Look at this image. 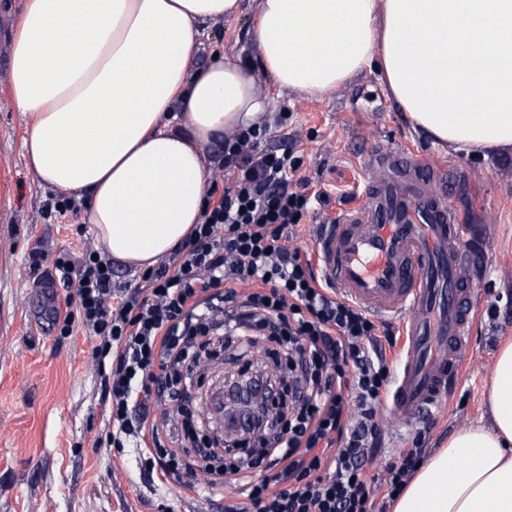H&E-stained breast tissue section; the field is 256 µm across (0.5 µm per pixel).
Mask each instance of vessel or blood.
I'll use <instances>...</instances> for the list:
<instances>
[{"mask_svg": "<svg viewBox=\"0 0 512 512\" xmlns=\"http://www.w3.org/2000/svg\"><path fill=\"white\" fill-rule=\"evenodd\" d=\"M449 176L408 146H370L357 201L315 235L326 285L373 316L402 323L404 350L384 407L401 428L421 421L449 382L461 381L489 286V236L474 235L449 202Z\"/></svg>", "mask_w": 512, "mask_h": 512, "instance_id": "1", "label": "vessel or blood"}]
</instances>
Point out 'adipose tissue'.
Instances as JSON below:
<instances>
[{"instance_id":"adipose-tissue-1","label":"adipose tissue","mask_w":512,"mask_h":512,"mask_svg":"<svg viewBox=\"0 0 512 512\" xmlns=\"http://www.w3.org/2000/svg\"><path fill=\"white\" fill-rule=\"evenodd\" d=\"M240 10V0H28L12 47L28 165L86 200L115 260L150 266L198 222L206 174L194 147L267 111L257 66L318 97L373 66L423 136L476 158L512 146V0H263L253 60L196 66L200 23ZM480 96L493 111L470 108ZM488 402L491 428L450 438L394 512H512V342L496 355ZM458 458L468 467L449 475Z\"/></svg>"}]
</instances>
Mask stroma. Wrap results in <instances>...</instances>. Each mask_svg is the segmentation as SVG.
I'll use <instances>...</instances> for the list:
<instances>
[{
  "mask_svg": "<svg viewBox=\"0 0 512 512\" xmlns=\"http://www.w3.org/2000/svg\"><path fill=\"white\" fill-rule=\"evenodd\" d=\"M25 4L0 0V512H224L237 501L236 490L195 494L173 479L167 490L153 492L134 458L110 447L91 361L97 337L80 332L61 340L33 325L47 320L50 305H64L69 291L52 261L44 263L48 278L35 279L29 252L42 241L69 250L77 261L82 239L96 231L83 212L73 224L49 218L57 191L26 164L30 122L13 102L10 75L12 38ZM259 11L260 0H243L238 16L208 22L206 46L229 57L249 56ZM255 83L273 98L264 114L269 145L296 141L304 170L330 191L328 203L298 228L295 242L305 249L313 247L315 225L334 216L342 193L360 183L367 146L407 144L459 171L469 223L494 229L488 276L500 312L493 321L479 315L464 380L435 414L428 452L445 448L461 428L490 426L487 386L495 355L512 341V264L500 261L512 254V148L482 160L422 137L372 70L325 98L278 87L261 70Z\"/></svg>",
  "mask_w": 512,
  "mask_h": 512,
  "instance_id": "obj_1",
  "label": "stroma"
}]
</instances>
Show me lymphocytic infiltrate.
Instances as JSON below:
<instances>
[{
    "label": "lymphocytic infiltrate",
    "mask_w": 512,
    "mask_h": 512,
    "mask_svg": "<svg viewBox=\"0 0 512 512\" xmlns=\"http://www.w3.org/2000/svg\"><path fill=\"white\" fill-rule=\"evenodd\" d=\"M268 131L262 120L205 151L222 185H210L198 223L135 285L116 284L94 241L78 263L60 250L54 267L77 302L51 307L48 327L61 339L80 329L98 337L92 359L109 443L133 449L155 484L196 444L178 417L212 361L256 351L270 361L258 377L279 398L261 426L241 434L252 453L229 456L226 440L210 438L184 488L197 490L201 470L212 489L240 488L241 501L225 512H390L425 461L431 428L371 469L395 379L387 351L399 336L326 288L295 245L303 218L329 195L302 174L294 146H265ZM171 428L175 440L162 443ZM259 467L266 474L257 478Z\"/></svg>",
    "instance_id": "obj_1"
}]
</instances>
